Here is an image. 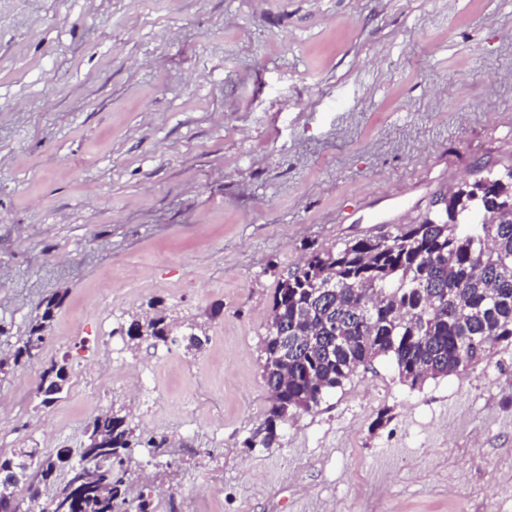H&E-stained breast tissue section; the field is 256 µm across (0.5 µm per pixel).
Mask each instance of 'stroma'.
I'll use <instances>...</instances> for the list:
<instances>
[{
    "label": "stroma",
    "mask_w": 512,
    "mask_h": 512,
    "mask_svg": "<svg viewBox=\"0 0 512 512\" xmlns=\"http://www.w3.org/2000/svg\"><path fill=\"white\" fill-rule=\"evenodd\" d=\"M484 164H512V0H0V354L62 299L0 372V456L76 455L115 404L129 512H512V345L414 389L376 358L245 445L279 277ZM152 301L202 349L131 347ZM61 305V299L57 296L47 299L42 303L41 311L36 315L29 327L28 335L12 354L15 365L21 362H32L40 358L45 333L55 317V311ZM67 371L66 359L51 361L43 366L37 392L38 407H47L59 398L67 384Z\"/></svg>",
    "instance_id": "stroma-1"
}]
</instances>
